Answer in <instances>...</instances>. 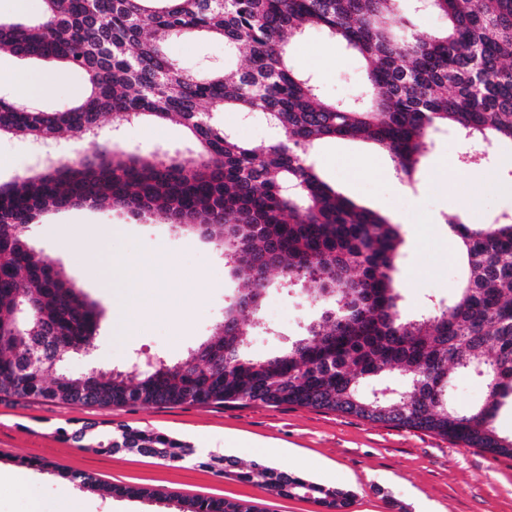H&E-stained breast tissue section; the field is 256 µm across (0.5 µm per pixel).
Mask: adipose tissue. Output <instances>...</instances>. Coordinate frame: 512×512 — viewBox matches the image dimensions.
<instances>
[{
  "label": "adipose tissue",
  "mask_w": 512,
  "mask_h": 512,
  "mask_svg": "<svg viewBox=\"0 0 512 512\" xmlns=\"http://www.w3.org/2000/svg\"><path fill=\"white\" fill-rule=\"evenodd\" d=\"M103 287H110L114 281H121V300L128 314L129 329L143 327L146 319L141 315L142 306H150L153 312L168 311L165 291L171 277V265L156 251L140 254L132 263L111 262L99 270Z\"/></svg>",
  "instance_id": "1"
}]
</instances>
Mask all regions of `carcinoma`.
Listing matches in <instances>:
<instances>
[{
	"mask_svg": "<svg viewBox=\"0 0 512 512\" xmlns=\"http://www.w3.org/2000/svg\"><path fill=\"white\" fill-rule=\"evenodd\" d=\"M447 20L434 33L397 35L395 0H44L31 24L0 21V50L62 62L82 73L88 93L63 111L0 98V135L33 144L66 133L77 157L0 185V399L68 404L226 403L291 405L355 414L435 433L493 458H512V436L495 427L512 400V221L451 229L464 262L448 302L415 319L402 315L395 274L400 226L355 204L319 176L311 153L322 141L363 138L386 151L414 182L432 134L512 143V0H429ZM320 29L365 61L361 102L325 99L313 76L288 64V47ZM198 32L248 52L244 68L184 72L168 43ZM259 113L279 137L247 144L211 121ZM175 120L195 141L171 173L158 155H128L100 139V120ZM75 203L161 216L224 247L243 280L213 337L171 365L61 373L99 329L94 302L77 291L24 229L44 211ZM282 283H308L320 318L279 355H248L270 270ZM25 303L28 320L17 323ZM488 388L466 413L448 405V383L476 367ZM396 371L405 386L386 396L361 390ZM85 448L135 450L178 464L194 454L161 432L121 428ZM200 466L278 497L328 509L345 495L256 460L237 467L213 455ZM186 512H257L251 505L198 497Z\"/></svg>",
	"mask_w": 512,
	"mask_h": 512,
	"instance_id": "carcinoma-1",
	"label": "carcinoma"
}]
</instances>
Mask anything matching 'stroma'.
Instances as JSON below:
<instances>
[{"label": "stroma", "instance_id": "1", "mask_svg": "<svg viewBox=\"0 0 512 512\" xmlns=\"http://www.w3.org/2000/svg\"><path fill=\"white\" fill-rule=\"evenodd\" d=\"M183 70L198 74L231 61L240 66L244 54L226 58L222 41L193 34L168 45ZM293 65L312 70L325 97L350 100L363 90V63L326 33L311 31L289 47ZM52 74L49 89L33 99L46 112L66 109L83 88L80 73L45 63ZM101 124L114 150L146 155L163 149L188 153L193 143L183 126L143 121L119 124L106 115ZM486 151L480 168L494 173L498 190L481 191L464 221L491 224L512 218V145L485 146L464 141L453 130L434 134L414 183L395 190L398 175L390 157L361 140H329L312 152L322 178L356 204L398 222L404 243L397 281L402 311L419 317L432 302L448 299L463 277V267L440 225L454 221L449 194L473 189L470 169L460 158L471 150ZM32 145L16 137H0V184L13 182L34 169ZM26 234L32 245L63 268L75 288L102 313L92 341L94 360L70 356L75 371L121 370L135 358L163 356L181 360L189 347L211 336L224 318V307L240 282L209 241L182 233L156 215L135 216L123 209L72 206L44 213ZM101 236L105 254L76 251L74 239ZM158 248L175 260L181 274L172 278L168 297L182 310L180 321L162 314L131 336L120 333L124 309L119 295L100 287L94 269L109 260H132ZM261 315L270 333L252 340L256 355L272 357L304 333L319 309L303 286L280 287L270 280ZM106 430L118 426L154 429L185 441L203 457L226 455L241 462L266 454L269 463L314 482L342 491L343 512H512V459L492 458L476 448L433 433L408 430L340 412L293 406L183 404L122 407L64 404L43 399L0 400V470L22 473L29 495H20L12 480H0V512H28L38 499L52 512L61 490L80 500L83 512H183L198 497L247 503L260 512H324L312 501L283 498L232 477L189 462L176 465L135 452H97L79 447L74 432L86 424ZM48 462V470L20 468V459ZM89 474L93 488L61 478V471ZM144 489L140 498L108 494L109 486Z\"/></svg>", "mask_w": 512, "mask_h": 512}]
</instances>
